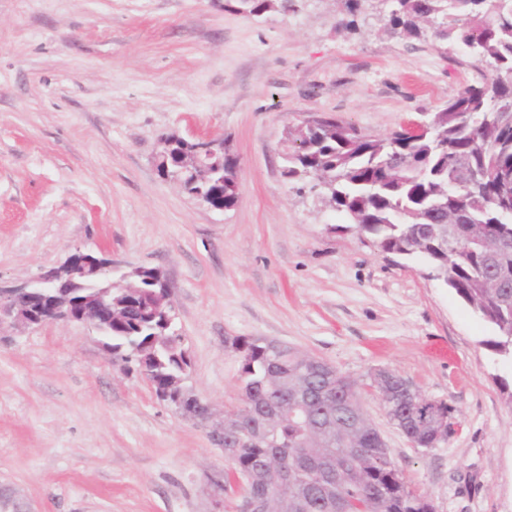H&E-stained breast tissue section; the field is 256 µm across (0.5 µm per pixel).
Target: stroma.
I'll return each instance as SVG.
<instances>
[{
    "label": "stroma",
    "mask_w": 512,
    "mask_h": 512,
    "mask_svg": "<svg viewBox=\"0 0 512 512\" xmlns=\"http://www.w3.org/2000/svg\"><path fill=\"white\" fill-rule=\"evenodd\" d=\"M356 29L338 0L253 16L224 0H0V283L103 250L162 271L213 415L199 424L115 368L76 324L0 328V491L29 512H236L211 437L242 404L234 336L280 340L361 383V401L434 512H512V361L418 258L380 252L309 183L281 174L310 112L384 136L442 108L484 66L433 39ZM224 140L239 198L200 205L163 178V136ZM448 404L455 429L414 447L370 375Z\"/></svg>",
    "instance_id": "obj_1"
}]
</instances>
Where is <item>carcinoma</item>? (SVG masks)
Wrapping results in <instances>:
<instances>
[{
    "mask_svg": "<svg viewBox=\"0 0 512 512\" xmlns=\"http://www.w3.org/2000/svg\"><path fill=\"white\" fill-rule=\"evenodd\" d=\"M299 0H225L250 14L294 12ZM390 33L464 48L488 73L463 87L420 123L385 137L367 135L330 115L288 131L283 175L310 178L322 199L343 213L385 253L419 256L493 331L485 345L512 358V0H391ZM157 157L161 175L191 196L229 209L238 195L237 160L217 151L211 167L193 165L194 141L172 133ZM471 179L460 191V175ZM436 224L453 225L439 237ZM154 269L134 274L132 285L112 288L124 307L112 322L118 362L150 374L157 397L193 418L196 401L171 398L182 387L190 359L176 327L147 313L158 292ZM242 405L224 413V463L246 476L250 493L266 498V512H325L315 484H334L347 512H429L412 490L360 402L356 380L315 375L316 357L266 338L236 336ZM387 416L417 448L434 447V433L452 409L424 399L392 372L373 379ZM288 478L276 481L280 469Z\"/></svg>",
    "mask_w": 512,
    "mask_h": 512,
    "instance_id": "obj_1",
    "label": "carcinoma"
}]
</instances>
